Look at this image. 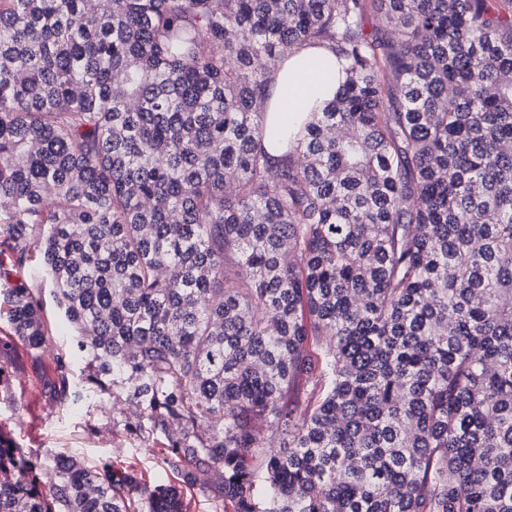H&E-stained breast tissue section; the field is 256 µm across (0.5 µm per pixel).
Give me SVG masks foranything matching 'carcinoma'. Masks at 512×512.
Segmentation results:
<instances>
[{
  "label": "carcinoma",
  "instance_id": "1",
  "mask_svg": "<svg viewBox=\"0 0 512 512\" xmlns=\"http://www.w3.org/2000/svg\"><path fill=\"white\" fill-rule=\"evenodd\" d=\"M314 44L345 81L272 156L257 106ZM28 266L231 512H512V0H0V274ZM39 469L0 437V512H183Z\"/></svg>",
  "mask_w": 512,
  "mask_h": 512
}]
</instances>
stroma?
Segmentation results:
<instances>
[{
  "label": "stroma",
  "instance_id": "35a3bbf8",
  "mask_svg": "<svg viewBox=\"0 0 512 512\" xmlns=\"http://www.w3.org/2000/svg\"><path fill=\"white\" fill-rule=\"evenodd\" d=\"M12 279L40 290L45 315L60 329L40 349L17 344L0 357V381L7 387L0 393V430L22 451L40 458L45 473H52L64 457L88 467L130 466L148 485L180 488L186 512H225L216 489L183 484L181 476L162 462L152 441L129 431L134 406L122 396L96 395L94 385L83 378L81 362L72 365V384L82 390L83 401L74 407L59 403L57 357L75 350V332L64 325V315L42 277L26 269Z\"/></svg>",
  "mask_w": 512,
  "mask_h": 512
}]
</instances>
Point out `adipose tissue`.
<instances>
[{
  "label": "adipose tissue",
  "instance_id": "adipose-tissue-1",
  "mask_svg": "<svg viewBox=\"0 0 512 512\" xmlns=\"http://www.w3.org/2000/svg\"><path fill=\"white\" fill-rule=\"evenodd\" d=\"M335 54L324 46H305L289 52L276 67L273 93L263 110L267 127H287L318 103L331 100L340 85Z\"/></svg>",
  "mask_w": 512,
  "mask_h": 512
}]
</instances>
